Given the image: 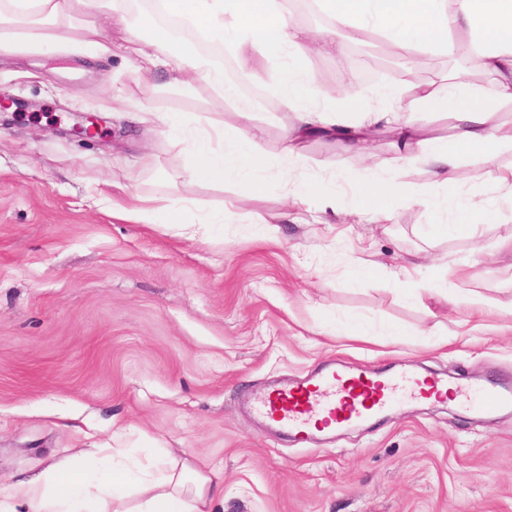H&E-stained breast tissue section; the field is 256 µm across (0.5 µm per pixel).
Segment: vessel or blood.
Returning a JSON list of instances; mask_svg holds the SVG:
<instances>
[{"label": "vessel or blood", "mask_w": 512, "mask_h": 512, "mask_svg": "<svg viewBox=\"0 0 512 512\" xmlns=\"http://www.w3.org/2000/svg\"><path fill=\"white\" fill-rule=\"evenodd\" d=\"M431 394L465 398L475 412L488 415L512 406V381L451 385L409 371L382 375L367 369L344 372L330 365L293 384L267 388L248 404L262 420L308 444L316 438V417L340 429L392 408L398 397Z\"/></svg>", "instance_id": "1"}]
</instances>
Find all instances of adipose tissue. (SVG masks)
<instances>
[{"mask_svg":"<svg viewBox=\"0 0 512 512\" xmlns=\"http://www.w3.org/2000/svg\"><path fill=\"white\" fill-rule=\"evenodd\" d=\"M102 0H8L0 10V28L16 27L22 42L43 47L71 40L68 19L75 7H91ZM178 17L184 32L172 38L156 24L129 29L125 53L133 57L138 73L163 70L170 86L191 87L205 81L219 99H226L223 65L199 58L191 38L205 30L226 56L247 65L248 52L287 54L276 83L280 101L296 114L282 133L277 160H270L259 145L254 126V107L236 106L240 124L225 129L212 123V138L191 142L195 157L191 182L221 184L244 181L262 191L278 180L286 194L301 197L306 190L299 176L300 147L314 138L338 140L345 151H364L369 142L384 136L398 150V166L424 165L433 182L447 179L450 168L467 157L493 163L503 142L512 133L497 122L503 106L512 104V0H321L340 30L342 41L330 32L314 34L291 26L284 0H163ZM385 31L400 56L418 49L458 50V35L468 36L480 49V67L487 80L471 82L449 73L441 83L405 84L388 90L353 91L344 94L321 88L310 71L312 55L339 50L341 43L362 42L369 26ZM405 98L411 106L444 104L450 134L427 138L409 117L396 112L393 101ZM363 211L389 216L401 196L394 175H381L366 167L349 174ZM122 217L138 224H160L186 235L191 224L184 209L164 211L152 198H137ZM83 449H74L67 463L46 465L9 486L0 512H213L224 486L212 473L189 461H171L168 468L143 467L120 473L105 456L99 466L85 470ZM137 495L136 507H128L129 495Z\"/></svg>","mask_w":512,"mask_h":512,"instance_id":"adipose-tissue-1","label":"adipose tissue"}]
</instances>
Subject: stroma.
<instances>
[{
	"mask_svg": "<svg viewBox=\"0 0 512 512\" xmlns=\"http://www.w3.org/2000/svg\"><path fill=\"white\" fill-rule=\"evenodd\" d=\"M125 0L88 9L114 55L29 51L0 43V489L46 459L108 445L156 465L188 458L224 484L217 512H512V412L490 421L466 403L399 400L384 416L303 446L258 430L242 395L292 382L329 361L401 367L462 382L512 378V317L457 306L464 293L512 305V194L497 189L512 145L495 163L471 157L435 185L425 166L398 170L388 140L368 157L312 139L301 154L303 203L279 183H190L191 155L163 125L127 119L132 104L237 126L206 83L182 95L167 74L138 77L121 49L144 16ZM343 91L398 85L404 60L376 45L312 56ZM78 112L104 120L94 137L68 130ZM373 166L425 204L396 203L391 220L357 214L341 174ZM334 184L343 207L323 208ZM157 206L192 196L189 220L220 212L187 239L114 218L119 187ZM494 214L473 237L431 236L459 207ZM280 227L278 241L263 238ZM373 268L357 275L353 255ZM423 264L444 295L421 302L399 267ZM396 335H389V328Z\"/></svg>",
	"mask_w": 512,
	"mask_h": 512,
	"instance_id": "stroma-1",
	"label": "stroma"
}]
</instances>
